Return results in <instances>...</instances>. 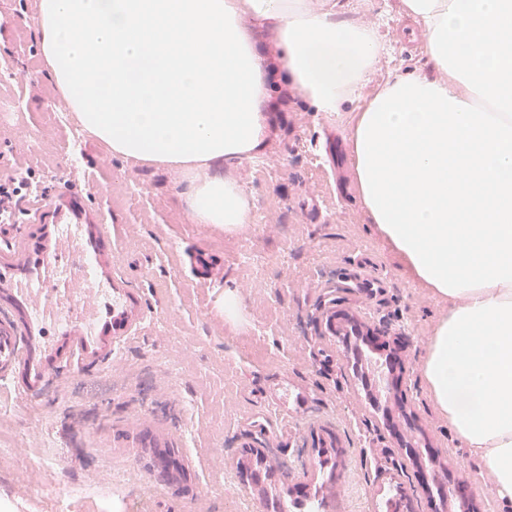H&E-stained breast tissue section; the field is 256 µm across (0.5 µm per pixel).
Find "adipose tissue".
Masks as SVG:
<instances>
[{"label": "adipose tissue", "mask_w": 512, "mask_h": 512, "mask_svg": "<svg viewBox=\"0 0 512 512\" xmlns=\"http://www.w3.org/2000/svg\"><path fill=\"white\" fill-rule=\"evenodd\" d=\"M431 74L388 77L376 25L335 0H40L39 50L68 109L113 157L186 183L188 216L233 232L251 200L213 163L261 155L267 60L326 118L365 100L350 134L361 205L412 276L447 298L422 374L435 406L512 503V0H402ZM258 51L267 58L269 67L278 69L276 62L275 35L270 28H263L251 32Z\"/></svg>", "instance_id": "ef3b65f1"}]
</instances>
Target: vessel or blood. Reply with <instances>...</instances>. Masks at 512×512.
Wrapping results in <instances>:
<instances>
[{
    "label": "vessel or blood",
    "mask_w": 512,
    "mask_h": 512,
    "mask_svg": "<svg viewBox=\"0 0 512 512\" xmlns=\"http://www.w3.org/2000/svg\"><path fill=\"white\" fill-rule=\"evenodd\" d=\"M47 223L25 236H13L10 225L0 237L11 249L0 253V377L21 371L20 395L38 390L57 368L59 358L75 352L95 354L103 341L120 342L139 325L138 293L131 282L104 270L102 258L115 252L109 225L88 214L80 197L64 191L46 211ZM280 438L288 424L308 413L306 391L281 381L268 394ZM174 433H141L128 454L152 449L146 475L161 494L181 478L162 451L176 441Z\"/></svg>",
    "instance_id": "vessel-or-blood-1"
}]
</instances>
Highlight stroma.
<instances>
[{"label":"stroma","instance_id":"obj_1","mask_svg":"<svg viewBox=\"0 0 512 512\" xmlns=\"http://www.w3.org/2000/svg\"><path fill=\"white\" fill-rule=\"evenodd\" d=\"M40 0H0V96L20 101L23 113L0 129V175L33 172L37 193L14 201L19 234H28L29 212L48 207L64 189L77 192L87 209L111 224L116 250L113 264L133 280L144 306L137 331L121 341L125 351L147 353L153 371L132 377L113 375L108 358L84 359L62 366L53 383L85 396L81 425L45 411L40 425L49 444H33L28 424L10 384L0 381V444L13 448L0 455V512H56L51 488L61 469L82 474L106 462L136 470L119 450L143 430L177 429L191 441L197 463V512H239L238 498L251 487L235 468L246 447L269 450L288 476L289 487L320 485V512H432L413 496L416 476L406 466L394 432L368 403L373 391L353 367L345 343L326 336L319 307L335 293L340 309L359 311L371 326L400 335L407 373L402 398L427 441L439 448L467 483L483 478L478 456L464 448L447 418L435 407L421 366L426 341L448 312L437 297L410 277L364 212L351 164L336 176L325 148L330 137L347 142L351 113L328 120L313 112L304 95L271 75L276 106L263 157L220 163V175L241 183L254 208L279 203V233L256 237L253 225L235 232L214 224H185L183 185L162 165L119 161L90 135H82V153L71 163V134L42 124L52 102L61 98L39 51ZM342 22L379 23L388 50L373 79L388 73H430L426 45L410 33L400 0H337ZM203 244L221 264L220 278L203 283L184 262L186 251ZM262 254L270 271L254 285L241 247ZM364 273L383 281L373 298L362 299L344 282ZM239 291L235 321L224 318V292ZM304 387L309 412L294 426L287 445L275 436L257 437L248 421L262 414L269 388L281 379ZM191 399L186 426H177L157 393L165 386ZM329 429L341 451L334 471L312 461V435ZM55 467L42 472V489L21 481L30 462L46 451ZM65 512H180V499L145 490L143 484L99 485L94 493L67 498Z\"/></svg>","mask_w":512,"mask_h":512}]
</instances>
